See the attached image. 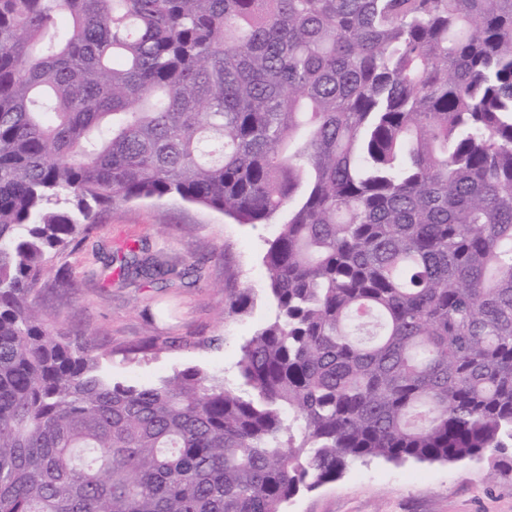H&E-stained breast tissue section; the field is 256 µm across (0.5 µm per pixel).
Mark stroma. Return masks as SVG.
I'll use <instances>...</instances> for the list:
<instances>
[{
    "mask_svg": "<svg viewBox=\"0 0 512 512\" xmlns=\"http://www.w3.org/2000/svg\"><path fill=\"white\" fill-rule=\"evenodd\" d=\"M274 236V225L237 224L177 198L116 204L53 253L37 302L61 335L94 340L106 379L152 385L196 367L232 384L243 344L273 315L263 255ZM129 245L185 271L180 288L118 280L113 262ZM247 284L250 307L225 313V298ZM149 337L158 350L138 353ZM284 512H512V459L491 450L478 464L358 462Z\"/></svg>",
    "mask_w": 512,
    "mask_h": 512,
    "instance_id": "obj_1",
    "label": "stroma"
}]
</instances>
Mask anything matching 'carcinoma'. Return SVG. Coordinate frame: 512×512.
I'll use <instances>...</instances> for the list:
<instances>
[{
  "label": "carcinoma",
  "mask_w": 512,
  "mask_h": 512,
  "mask_svg": "<svg viewBox=\"0 0 512 512\" xmlns=\"http://www.w3.org/2000/svg\"><path fill=\"white\" fill-rule=\"evenodd\" d=\"M166 197L283 215L236 387L112 383L36 304ZM511 447L512 0H0V512H283Z\"/></svg>",
  "instance_id": "1"
}]
</instances>
